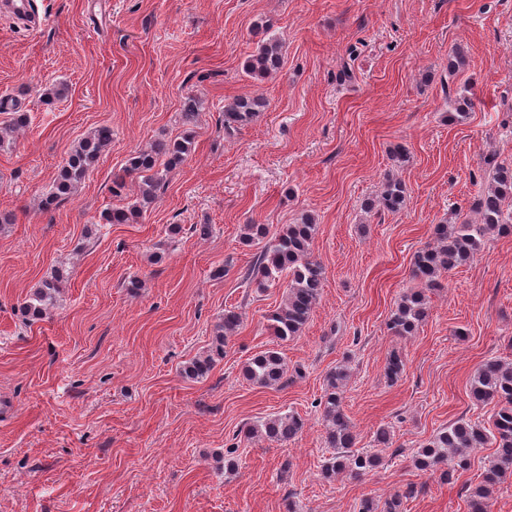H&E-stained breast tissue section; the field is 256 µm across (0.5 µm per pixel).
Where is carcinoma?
<instances>
[{"instance_id": "1", "label": "carcinoma", "mask_w": 512, "mask_h": 512, "mask_svg": "<svg viewBox=\"0 0 512 512\" xmlns=\"http://www.w3.org/2000/svg\"><path fill=\"white\" fill-rule=\"evenodd\" d=\"M282 61V44L271 40L257 45L245 60L244 70L253 81L261 83L279 70ZM265 106L260 95L234 99L224 107V129L231 131L252 123ZM0 112L9 115V120L0 127L3 135L29 123V114L15 108L7 98L0 99ZM198 115L197 99L192 95L186 97L181 118L189 130L178 140H158L129 158L123 174L113 180L112 193L122 194L127 187L126 178L135 177L138 179L136 200L128 206L108 210L104 214L105 223L129 224L142 217L156 198L163 170L182 164L191 153L193 131L190 126L196 123ZM110 140L111 131L106 127L81 139L61 166L51 192L40 200L41 208L50 210L70 199L95 167ZM486 164L489 167L487 185L474 204L481 223L435 225V244L419 250L413 257L411 276L419 287L404 292L391 311L389 325L395 335L416 333L428 315L426 292L441 286L450 271L473 260L486 236L512 233V164L499 161L495 154ZM404 203L405 186L388 177L380 195L366 202L365 210L370 212L377 207L398 211ZM316 232V220L310 214L302 215L297 224L283 226L273 236L265 224H245L241 228L240 243L258 247L246 280L256 283L259 288L285 285L281 304L267 317V329L281 341L302 333L321 295L324 271L312 258ZM67 281L65 271L60 269L42 280L21 305L23 318L28 322L43 319L55 306ZM241 322L239 312L224 311L223 321L215 328V343L209 354L188 362L184 374L193 379L207 377L217 360L224 358L228 337ZM288 372L281 353L275 349L257 354L242 367L246 380L260 387L287 384L291 379ZM346 379L347 373L340 367L330 372L318 402L326 422L325 444L332 449L322 464L326 478L339 474L359 478L382 463L378 452L355 448L356 435L343 411ZM470 395L478 404H496L492 428L458 419L416 449L413 463L418 470L437 473L441 480L450 481L470 468L473 452L494 446V456L485 465L480 482L468 490L469 512H487L494 490L505 478L512 476V363L498 358L484 361L471 379ZM303 427L301 418L285 414L250 425L245 433L248 437L260 435L271 442L284 443L295 438ZM414 494V486L408 485L382 502L365 499L359 512H402L403 501Z\"/></svg>"}]
</instances>
